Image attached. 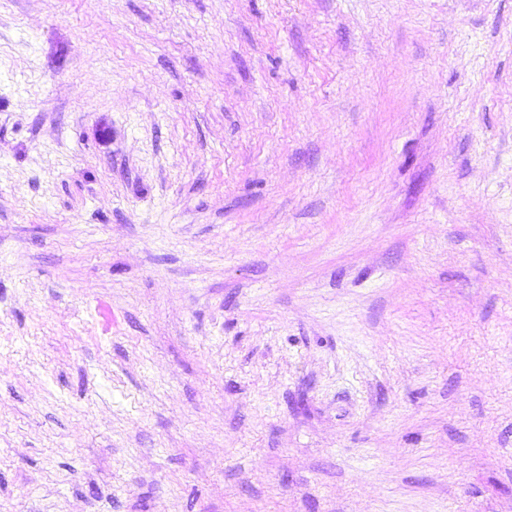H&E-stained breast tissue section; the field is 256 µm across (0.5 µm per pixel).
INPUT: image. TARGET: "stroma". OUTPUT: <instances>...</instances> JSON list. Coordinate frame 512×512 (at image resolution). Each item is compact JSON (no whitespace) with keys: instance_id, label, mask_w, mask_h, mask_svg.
Instances as JSON below:
<instances>
[{"instance_id":"35a3bbf8","label":"stroma","mask_w":512,"mask_h":512,"mask_svg":"<svg viewBox=\"0 0 512 512\" xmlns=\"http://www.w3.org/2000/svg\"><path fill=\"white\" fill-rule=\"evenodd\" d=\"M0 512H512V0H0Z\"/></svg>"}]
</instances>
